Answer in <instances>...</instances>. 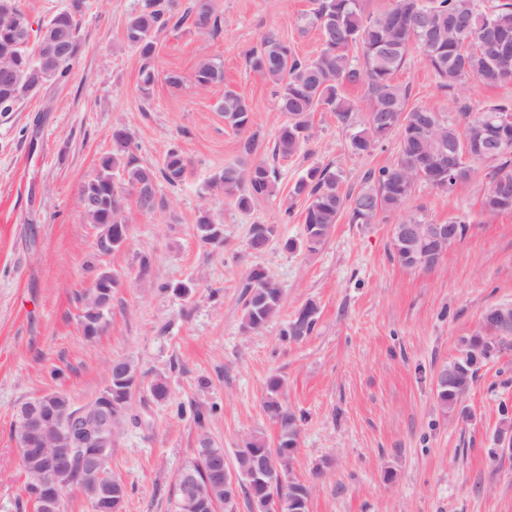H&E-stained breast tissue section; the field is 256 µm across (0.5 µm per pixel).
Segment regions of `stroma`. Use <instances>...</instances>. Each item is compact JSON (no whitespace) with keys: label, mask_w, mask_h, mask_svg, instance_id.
Returning <instances> with one entry per match:
<instances>
[{"label":"stroma","mask_w":512,"mask_h":512,"mask_svg":"<svg viewBox=\"0 0 512 512\" xmlns=\"http://www.w3.org/2000/svg\"><path fill=\"white\" fill-rule=\"evenodd\" d=\"M142 3L83 0L81 51L68 82L47 83L16 111L0 113V512H32L20 492L16 408L53 391L84 404L107 385L113 360L126 356L139 361L145 381L164 374L171 395L158 403L143 389L132 398L134 419L109 463L127 488L124 512H174L176 475L198 445L192 408L217 407L208 432L225 465L247 436L275 440L263 411L275 374L287 383L289 406L306 417L293 469L313 485L309 512H512V458L490 457L500 407H512V347L479 371L465 418L444 416L434 390L435 373L457 356L460 338L479 330L483 312L512 302V212L484 213L479 180L454 194L419 183L401 209L376 223L343 216L317 250H286V240L303 235L305 200L290 196L297 179L329 165L343 190L358 191L367 171L394 161L396 138L355 155L350 129L317 112L302 149L273 158L285 116L248 55L272 31L299 56L315 57L320 36L299 22L311 0H213L220 34L203 36L188 25L163 31L147 96L125 37ZM205 58L223 63L224 81L200 90L191 77ZM172 70L184 77L181 88L167 84ZM395 80L409 87L410 105L461 123L422 50L409 52ZM228 85L250 102L247 131L217 109ZM117 128L131 134L139 163L159 165L176 144L189 166L178 185L158 183L154 213L127 199L128 244L101 258L123 284L112 294L106 329L90 340L76 295L94 278L86 264L99 230L84 222L78 190L111 152ZM249 137L256 149L247 154ZM247 157L273 162L279 181L275 197L244 213L207 183ZM204 208L224 226L222 245L196 238ZM412 218H457L469 231L437 266L412 270L392 246L394 225ZM255 223L276 228L260 253L247 246ZM144 258L150 274L143 281ZM256 266L271 272L284 305L264 329L247 334L244 287ZM178 281L194 283L189 297L169 291ZM310 300L319 307L313 333L283 343L282 329Z\"/></svg>","instance_id":"35a3bbf8"}]
</instances>
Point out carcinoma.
Here are the masks:
<instances>
[{"instance_id":"obj_1","label":"carcinoma","mask_w":512,"mask_h":512,"mask_svg":"<svg viewBox=\"0 0 512 512\" xmlns=\"http://www.w3.org/2000/svg\"><path fill=\"white\" fill-rule=\"evenodd\" d=\"M496 21V37L512 43V0H495L485 8L482 0H391V6L380 12H369L364 0H320L301 17L305 28L319 32L322 46L313 59H302L281 42L274 33L261 38L260 48L249 54L251 68L271 84L278 97L279 110L287 115L279 129L273 155L288 158L295 155L312 137L313 113L330 112L337 122L350 127L354 123L356 106L345 94L348 86L363 85L367 90V115L363 127L350 135L349 148L354 154L372 152L392 135L398 136L397 154L393 163L368 172L365 186L358 192H343L340 175L331 166H312L295 182L293 193L309 201L304 215V235L301 242H285V248L301 246L316 250L331 233L344 211L353 224H373L383 213L400 209L418 182L446 192L458 193L478 176V157L462 166L461 178L448 175V168L426 162L423 141L442 138L450 144L461 143L456 126L442 113L426 107L409 106V87L396 82L395 74L406 61L409 50L417 46L425 57L440 89L451 96L459 114L468 119V136L512 140V123L503 118L511 116L505 105H491L471 115L470 106L461 101L455 91L474 78L494 87L506 82L502 69L512 70V55L503 58L495 47L486 22ZM15 22L13 15L0 14V69L10 74L7 86L0 85V112H12L26 98L32 81V65L40 67L44 81L64 83L70 67L57 59V47L68 44L81 49L80 21L60 14L42 24L44 33L34 44H25L8 32ZM185 24L201 33L213 36L220 32L219 19L211 0H194L192 6L178 14L172 11L170 0H145L140 10L128 18L125 28L127 41L136 49L139 63L140 88L149 94L155 83L153 62L157 53L159 33L172 26ZM194 83L205 89L224 83V66L214 60H203L194 71ZM224 120L243 131L250 124L251 109L247 98L237 90L224 87V97L218 103ZM377 112H387L395 118L389 132L375 119ZM188 161L181 149L170 148L160 166L142 165L131 150V136L118 128L112 132V152L100 159L98 170L79 189V201L84 219L89 224L112 225V250L124 248L129 238L124 210L126 194L136 192V204L144 213L153 212L160 202L156 187L163 179L171 185L185 177ZM497 185L483 187L481 205L492 214L512 212V144L502 149L488 163ZM279 175L263 161L241 160L227 164L216 173L208 187L224 192L233 206L247 212L260 198L277 194ZM216 223L206 210L200 212L196 231L205 245L218 246L224 235L209 233ZM242 327L247 333L263 328L277 317L283 304V294L271 274L262 267L253 268L248 275ZM80 318L92 323L84 336L93 339L104 329L108 311L93 312V297L81 296ZM302 330L309 336L317 323L318 309L309 301L301 307ZM467 343L468 361L473 374H478L484 362L493 354L492 346ZM139 363L129 357L112 362L110 384L104 392L111 396L112 432L119 433L132 415L131 400L141 385ZM149 393L157 402L169 399L170 391L161 375L149 385ZM286 396V385L279 375L266 383L263 410L278 429L277 441L251 435L244 440L246 450H236L235 468L251 466L257 458L269 457L288 448L298 447L304 417L289 406L279 405ZM92 452L90 448L72 449L65 471L55 483L54 491L64 495L79 490L90 502L93 512H110L101 505V486L112 487V501L127 497L126 486L112 476L110 470L83 471L81 460ZM224 454L207 436L202 435L191 460L182 468L176 480L175 507L182 512L184 493L194 488L202 502L198 512H236L239 499H244L255 512H265L268 500L277 494L272 485L255 480H242L236 489L224 487V473L217 471L213 455ZM25 473L22 492L33 512H44L43 502L32 489L42 474L41 457L32 454L21 461Z\"/></svg>"}]
</instances>
